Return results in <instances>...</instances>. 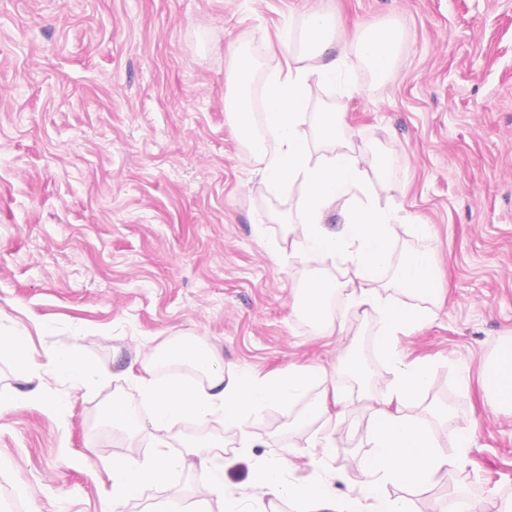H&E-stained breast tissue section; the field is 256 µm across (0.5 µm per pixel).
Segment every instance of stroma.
I'll use <instances>...</instances> for the list:
<instances>
[{"mask_svg": "<svg viewBox=\"0 0 512 512\" xmlns=\"http://www.w3.org/2000/svg\"><path fill=\"white\" fill-rule=\"evenodd\" d=\"M311 8L331 12L347 44L370 28L402 41L385 84L351 56L348 85L322 87L311 109L345 112L354 146L389 160L382 204L433 230L422 243L403 234L395 251L430 249L448 284L396 338L431 375L403 411L451 408L476 438L447 483L408 492L410 506L450 512L453 495L490 491L512 501V411L493 410L484 389L512 340V0H0V329L25 330L34 349L30 366L0 353V392L70 398L62 413L28 400L0 414V512H105L113 460L149 457L153 436L112 431L99 405L116 393L140 413L126 369L178 336L206 340L228 375L323 365L342 398L330 448H312L301 401L267 406L245 449L235 430L187 426V439L227 443L203 454L239 507L254 499L253 465L291 449V480L341 493L362 481L364 426L389 376L377 320L339 302L335 333L319 337L296 313L302 280L353 270L290 260L293 201L262 182L225 110L231 47L268 75L298 56L281 34H300ZM259 212L277 219L255 228ZM68 349L110 372L105 390L39 379ZM351 349L373 370L368 394L336 368ZM195 485L175 471L125 512L190 500Z\"/></svg>", "mask_w": 512, "mask_h": 512, "instance_id": "35a3bbf8", "label": "stroma"}]
</instances>
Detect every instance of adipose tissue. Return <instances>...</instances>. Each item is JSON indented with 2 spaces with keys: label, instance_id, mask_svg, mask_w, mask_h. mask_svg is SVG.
I'll use <instances>...</instances> for the list:
<instances>
[{
  "label": "adipose tissue",
  "instance_id": "1",
  "mask_svg": "<svg viewBox=\"0 0 512 512\" xmlns=\"http://www.w3.org/2000/svg\"><path fill=\"white\" fill-rule=\"evenodd\" d=\"M302 40L300 62L288 70H276L265 87L267 138L250 141L253 109L244 92H237L229 109L250 157L259 164L263 181L300 192L302 219L291 230L293 259L302 264L329 259L355 271L354 280L345 283L321 276L306 279L297 291V313L313 322L322 335L336 330L332 306L336 296H345L358 313H378L381 324L374 343L393 371L386 394L370 407L365 424L368 451L360 461L364 479L356 489L341 495L325 481L287 480L291 461L284 455L257 464L250 482L257 498H285L299 504L302 512H410L406 499L391 495L390 487L437 484L462 463L475 440L473 427L458 424L455 414L446 412L444 420L454 433L455 446L454 451H447L422 422L401 411L405 402L422 392L429 374L425 365L403 363L393 338L399 330L423 321L426 303L440 299L445 288L431 251H412L398 260L393 257L404 222L397 211L380 204L375 192L376 187L390 184L387 162L354 149L345 113L309 112L319 88L344 81L350 53H357L372 78L380 82L389 74L401 41L393 30H368L355 45H348L337 37L332 16L322 11L307 15ZM309 114L314 117L317 141L327 150L318 160L313 157L314 143L300 131ZM331 214L336 217L332 225L327 222ZM398 295L409 297V304L397 305L394 298ZM166 360L199 371L202 382L157 378L156 370ZM43 372L85 392L104 388L110 378L107 370L89 366L72 350L51 355ZM326 377L323 368L298 367L262 380L243 375L228 379L223 360L199 337H179L156 347L135 376L140 396L151 408L144 425L154 437L155 451L142 460L113 462L112 512H123L143 487L164 484L172 471L184 468L197 472L206 493L224 497V481L212 474L206 458L193 449L180 456L167 451L170 439L182 436L191 421L223 422L225 428L239 431L240 442L246 446L250 418L270 404L302 400L305 423L317 427L313 447H330L336 432L330 407L341 399L320 392ZM485 377L492 407L511 409V342L487 364Z\"/></svg>",
  "mask_w": 512,
  "mask_h": 512
}]
</instances>
